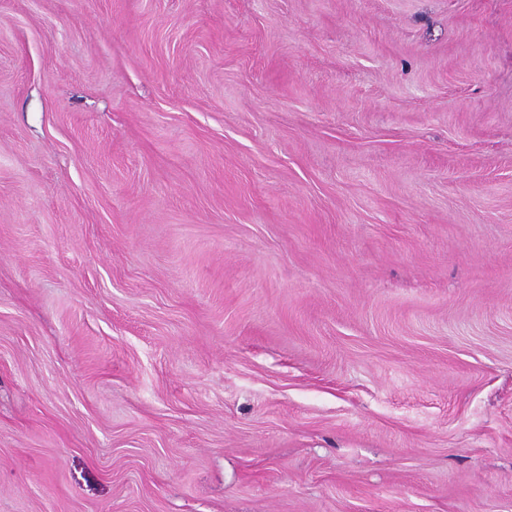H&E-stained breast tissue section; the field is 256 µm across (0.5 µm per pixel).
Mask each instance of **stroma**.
Instances as JSON below:
<instances>
[{
	"instance_id": "35a3bbf8",
	"label": "stroma",
	"mask_w": 512,
	"mask_h": 512,
	"mask_svg": "<svg viewBox=\"0 0 512 512\" xmlns=\"http://www.w3.org/2000/svg\"><path fill=\"white\" fill-rule=\"evenodd\" d=\"M0 512H512V0H0Z\"/></svg>"
}]
</instances>
